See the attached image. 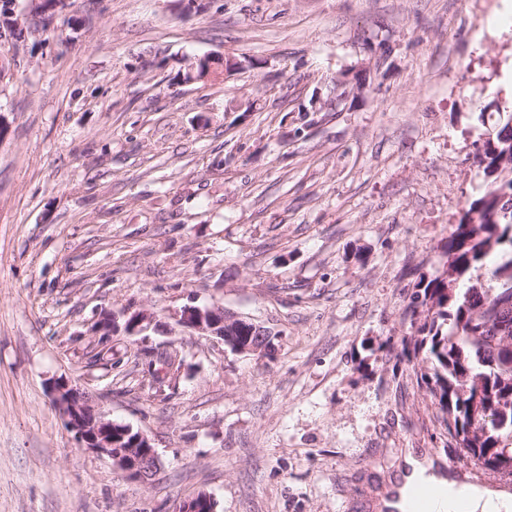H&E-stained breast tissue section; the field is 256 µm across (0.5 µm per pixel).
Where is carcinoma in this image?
I'll list each match as a JSON object with an SVG mask.
<instances>
[{"label":"carcinoma","mask_w":512,"mask_h":512,"mask_svg":"<svg viewBox=\"0 0 512 512\" xmlns=\"http://www.w3.org/2000/svg\"><path fill=\"white\" fill-rule=\"evenodd\" d=\"M481 163L484 191L445 238L448 269L417 284L416 335L405 345L443 436L473 449L474 464L502 459L512 475V112L484 141ZM258 342L250 322L224 327L233 352Z\"/></svg>","instance_id":"obj_1"}]
</instances>
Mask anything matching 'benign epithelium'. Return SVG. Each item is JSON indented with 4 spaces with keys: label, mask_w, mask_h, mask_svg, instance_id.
<instances>
[{
    "label": "benign epithelium",
    "mask_w": 512,
    "mask_h": 512,
    "mask_svg": "<svg viewBox=\"0 0 512 512\" xmlns=\"http://www.w3.org/2000/svg\"><path fill=\"white\" fill-rule=\"evenodd\" d=\"M238 316L229 314L222 307H199L186 305L177 314V324L185 329L203 332L224 338L220 327L237 320ZM150 322L144 311L132 314L124 326L130 335L145 331V324ZM54 402L64 413L68 427L75 433L78 445L108 456L113 464L128 478L147 482L156 472L157 454L146 434L137 432L134 443L141 445L139 454L120 449V443L113 437L114 422L95 407L83 391L71 385L66 379H58L51 385Z\"/></svg>",
    "instance_id": "obj_1"
}]
</instances>
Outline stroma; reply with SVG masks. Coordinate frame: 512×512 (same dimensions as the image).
<instances>
[{
  "instance_id": "obj_1",
  "label": "stroma",
  "mask_w": 512,
  "mask_h": 512,
  "mask_svg": "<svg viewBox=\"0 0 512 512\" xmlns=\"http://www.w3.org/2000/svg\"><path fill=\"white\" fill-rule=\"evenodd\" d=\"M0 0V512H366L386 455L450 458L402 340L512 109V0ZM24 23L15 39L8 19ZM246 61L186 83L185 60ZM273 356L176 325L189 301ZM156 326L100 342L104 314ZM177 351L155 387L148 363ZM69 379L159 460L79 447Z\"/></svg>"
}]
</instances>
